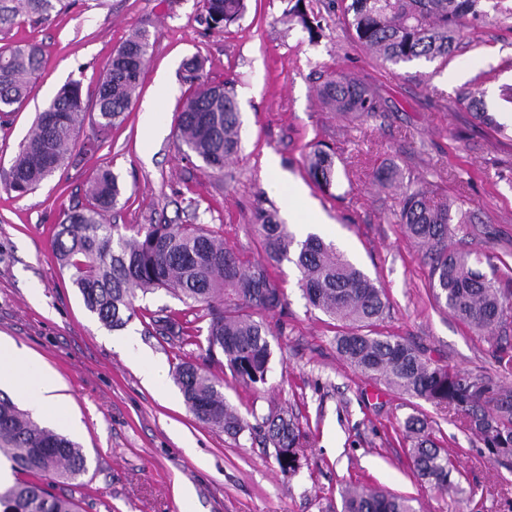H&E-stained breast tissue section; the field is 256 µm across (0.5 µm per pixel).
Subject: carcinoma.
<instances>
[{"label": "carcinoma", "mask_w": 512, "mask_h": 512, "mask_svg": "<svg viewBox=\"0 0 512 512\" xmlns=\"http://www.w3.org/2000/svg\"><path fill=\"white\" fill-rule=\"evenodd\" d=\"M484 0H337L345 24L357 41L378 59L397 65L414 59L448 61L467 19L485 15ZM63 0H0V28L17 18L49 19ZM296 0L290 21L314 37L316 30ZM205 21L213 28L238 20L245 0H203ZM150 43L136 33L112 55L98 86L94 110L97 132L124 119L133 104ZM42 50L35 44L0 46V112L15 111L39 72ZM184 80L198 89L183 103L175 131L184 155L201 159L221 172L241 147V120L233 87L201 82L203 61L183 63ZM322 104L345 114L373 116L386 111L379 93L345 74L320 86ZM85 112L80 84L65 85L38 114L10 168V189L22 195L64 166L78 140ZM308 173L321 188L336 183L333 154L320 147L310 152ZM400 223L422 249L431 268L435 302L468 326L491 332L512 317V289L473 267L469 253L452 244L451 224H469L449 205L437 206L412 184L401 186ZM92 205L74 209L60 222L54 241L60 267L67 270L86 308L114 330L138 314L135 301L164 290L208 319L206 354L224 357L232 376L247 387L267 383L271 356L270 325L254 311L274 312L284 294L270 268L287 260L300 273L309 304L345 323L336 336L338 352L359 374L383 380L413 399L448 409L477 434L490 456L512 467V391L495 388L473 372L432 362L423 349L402 336L378 331L388 308L382 288L336 247L316 235L298 241L274 209H259L263 263H245L224 238L202 224H107L105 213L121 196L118 178L101 170L91 189ZM173 379L189 410L200 422L239 437L261 434L272 446L281 473L296 474L304 457L300 428L293 413L281 410L255 425L224 398V380L191 363L179 366ZM410 442L407 455L414 474L441 490L452 488L456 470L427 421L410 415L404 423ZM0 457L20 475L0 483V512H77L71 496L53 492V483L78 485L88 471L87 457L76 442L42 427L7 396H0ZM341 512H414L410 501L382 490L348 486Z\"/></svg>", "instance_id": "cac0c4a2"}]
</instances>
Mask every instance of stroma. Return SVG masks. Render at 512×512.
Masks as SVG:
<instances>
[{
	"label": "stroma",
	"instance_id": "stroma-1",
	"mask_svg": "<svg viewBox=\"0 0 512 512\" xmlns=\"http://www.w3.org/2000/svg\"><path fill=\"white\" fill-rule=\"evenodd\" d=\"M497 2L487 18L467 24L445 63L376 59L355 42L331 0H312L322 24L313 40L289 21L288 0H246L243 16L219 28L206 24L202 0H69L48 21L0 30V46L35 42L44 50L27 99L0 125V340L25 350L63 385L74 424L60 432L88 457L82 485L71 491L80 512H340L348 484L409 497L415 512H512V472L484 454L480 438L452 413L357 373L336 349L340 322L309 305L293 263L272 270L286 305L268 317L270 371L254 390L207 361L201 311L165 291L147 295L124 329L105 327L52 246L65 213L86 204V182L107 168L123 187L109 223L203 224L256 262L262 252L254 211H285L288 186L297 183L322 220L320 237L385 289L380 331L420 345L435 364L481 373L512 391V371L495 359L500 347L512 346V319L477 333L435 303L430 267L396 219L401 194L372 177L392 162L436 199L455 198L472 218L457 225L458 246L483 273L512 271V103L501 98L512 88V0ZM138 30L150 41L138 96L123 123L95 135L98 81ZM195 55L205 80L231 82L241 112V149L219 174L185 158L174 133V117L194 91L182 65ZM336 73L374 88L386 112L357 117L322 108L317 89ZM161 78L170 95L158 101ZM71 81L80 83L86 106L75 161L17 194L3 177L39 110ZM479 89L492 123L461 102ZM149 103L151 128L143 122ZM317 146L331 149L339 173L327 191L307 172L306 156ZM271 156L279 163L276 182L265 170ZM165 317L182 324L183 338L157 331L155 319ZM131 336L151 353L155 384H144L126 348ZM184 362L222 378L226 399L246 418L293 410L308 444L299 472L282 475L273 449L258 439L199 422L172 379ZM416 412L459 461L457 489L413 477L404 421Z\"/></svg>",
	"mask_w": 512,
	"mask_h": 512
}]
</instances>
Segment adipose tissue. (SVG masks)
<instances>
[{
  "instance_id": "obj_1",
  "label": "adipose tissue",
  "mask_w": 512,
  "mask_h": 512,
  "mask_svg": "<svg viewBox=\"0 0 512 512\" xmlns=\"http://www.w3.org/2000/svg\"><path fill=\"white\" fill-rule=\"evenodd\" d=\"M15 388L29 405L46 418L65 422L67 407L61 400L57 377L43 369L14 344L0 342V387Z\"/></svg>"
}]
</instances>
